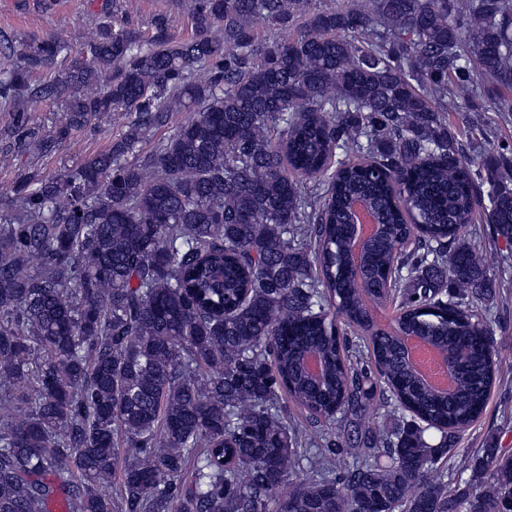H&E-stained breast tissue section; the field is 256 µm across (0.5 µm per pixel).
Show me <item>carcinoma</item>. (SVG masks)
Listing matches in <instances>:
<instances>
[{
    "label": "carcinoma",
    "mask_w": 512,
    "mask_h": 512,
    "mask_svg": "<svg viewBox=\"0 0 512 512\" xmlns=\"http://www.w3.org/2000/svg\"><path fill=\"white\" fill-rule=\"evenodd\" d=\"M189 8L187 40L160 15L149 39L104 25L79 58L51 37L0 67L18 136L22 97L62 103L61 140L131 115L0 214V512H512V456L483 449L463 484L441 466L507 369L482 306L512 272V143L469 156L448 113L474 104L448 94L512 112V0ZM357 198L380 232L354 268ZM480 211L498 269L463 235ZM404 336L446 354L453 390L421 382ZM378 393L410 420L370 421ZM189 113L191 112H186L185 110L172 112L164 125L149 130L141 145V153L152 151L159 143L172 137L177 132L179 126L188 119Z\"/></svg>",
    "instance_id": "cac0c4a2"
}]
</instances>
